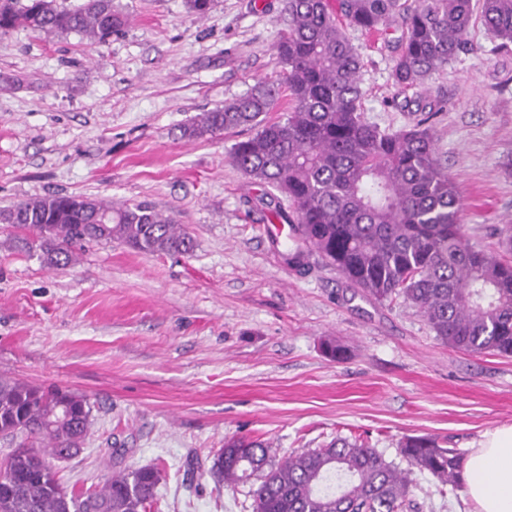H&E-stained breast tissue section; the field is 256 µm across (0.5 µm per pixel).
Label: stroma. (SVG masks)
<instances>
[{
	"label": "stroma",
	"instance_id": "1",
	"mask_svg": "<svg viewBox=\"0 0 512 512\" xmlns=\"http://www.w3.org/2000/svg\"><path fill=\"white\" fill-rule=\"evenodd\" d=\"M115 2L128 23L101 43L0 31V207L55 194L146 202L195 240L189 255L90 243L52 268L0 224V376L93 405L82 451L53 463L62 482L92 489L154 466V512H252L247 486L208 473L233 438L281 461L361 435L395 460L410 436L447 437L466 455L512 426V358L444 344L417 308L374 301L318 253L290 266L287 235L264 231L287 198L231 160L248 129L182 137L199 113L283 84V0H214L201 19L185 0ZM344 31L366 121L395 131L427 119L468 238L496 249L494 228L512 224V48L472 23L467 51L403 91L391 78L400 27ZM411 479L415 512H474L464 490Z\"/></svg>",
	"mask_w": 512,
	"mask_h": 512
}]
</instances>
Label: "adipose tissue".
<instances>
[{"label": "adipose tissue", "mask_w": 512, "mask_h": 512, "mask_svg": "<svg viewBox=\"0 0 512 512\" xmlns=\"http://www.w3.org/2000/svg\"><path fill=\"white\" fill-rule=\"evenodd\" d=\"M464 480L476 512H512V426L484 434L469 453Z\"/></svg>", "instance_id": "1"}]
</instances>
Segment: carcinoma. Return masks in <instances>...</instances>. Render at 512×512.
<instances>
[{
    "mask_svg": "<svg viewBox=\"0 0 512 512\" xmlns=\"http://www.w3.org/2000/svg\"><path fill=\"white\" fill-rule=\"evenodd\" d=\"M485 26L512 45V0H478ZM288 32L276 46L291 107L268 118L280 88L259 83L196 116L182 137L237 128L252 134L232 159L248 178L288 197L274 210L289 227L288 264L321 254L378 302L403 298L443 343L472 354L512 356V263L473 246L459 224L456 187L429 128L385 131L363 117L361 59L338 18L366 32L399 24L391 77L410 89L466 49L473 0H284ZM127 18L113 0H0V31L76 33L100 43ZM0 224L27 232L44 263L67 266L72 247L121 241L144 253L188 255L194 240L147 203L112 206L85 196L51 195L0 209ZM93 424L89 398L60 387L0 377V439L15 448L0 462V512H150L160 482L151 467L120 471L98 489L65 486L51 464L80 452ZM387 460L366 441L339 438L276 463L261 442L238 438L214 456L219 485L252 483L253 512H404L413 508L410 470L455 491L464 457L432 436L401 442Z\"/></svg>",
    "mask_w": 512,
    "mask_h": 512,
    "instance_id": "1",
    "label": "carcinoma"
}]
</instances>
